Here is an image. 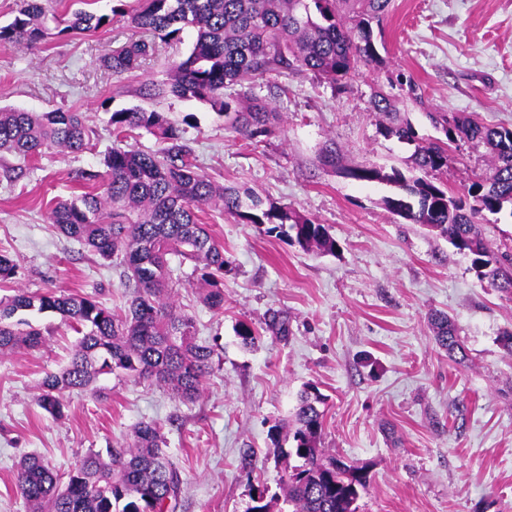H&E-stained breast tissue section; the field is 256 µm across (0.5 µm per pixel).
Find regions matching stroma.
Segmentation results:
<instances>
[{
  "instance_id": "1",
  "label": "stroma",
  "mask_w": 512,
  "mask_h": 512,
  "mask_svg": "<svg viewBox=\"0 0 512 512\" xmlns=\"http://www.w3.org/2000/svg\"><path fill=\"white\" fill-rule=\"evenodd\" d=\"M132 34L121 20L33 47L0 45V107L80 112L91 130L79 154L0 158V250L20 267L0 297L16 287H58L124 306L121 268L62 236L49 213L86 191L84 174L103 172L114 142L110 115L125 108L165 113L214 181L325 224L337 248L306 251L209 212L229 260L223 310L205 307L188 286L191 265L176 271L177 303L193 317L198 341L216 347L206 393L194 403L104 375L66 394L63 416L51 417L36 403L39 386L67 363L77 334L59 318H41L53 333L46 347L0 355V512H28L16 487L22 457L39 455L63 476L89 450L129 442L145 421L161 426L179 466L174 512H248L252 487L279 489L286 463L272 453L270 429L291 422L307 385L326 398L322 448L369 471L358 512H512V356L499 343L512 329V297L481 282L470 257L447 240L387 212L391 185L338 172L358 164L409 171L413 146L379 134L370 110L373 94L400 72L424 90V106L397 104L422 144L439 136L432 112L512 127V0H392L382 34L387 67L362 70L339 91L308 74L286 78L282 97L260 89L280 122L256 149L225 130L210 105L165 92L192 30L159 44L134 73L118 78L105 69L102 58ZM328 144L332 167L320 158ZM489 167L486 150L466 142L439 179L459 192ZM436 311L456 324L464 361L435 343ZM275 313L287 321V336L264 332L244 347L238 326L262 329Z\"/></svg>"
}]
</instances>
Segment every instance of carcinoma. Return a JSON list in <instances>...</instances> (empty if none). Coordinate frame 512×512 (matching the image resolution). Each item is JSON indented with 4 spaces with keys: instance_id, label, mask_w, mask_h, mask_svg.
I'll return each mask as SVG.
<instances>
[{
    "instance_id": "cac0c4a2",
    "label": "carcinoma",
    "mask_w": 512,
    "mask_h": 512,
    "mask_svg": "<svg viewBox=\"0 0 512 512\" xmlns=\"http://www.w3.org/2000/svg\"><path fill=\"white\" fill-rule=\"evenodd\" d=\"M71 0L63 9L52 0H19L13 19L0 24V44L33 46L70 32H96L110 23L106 15L81 8ZM391 0H135L131 9H112L130 26L152 36L130 38L102 59L114 76L138 70L152 56L156 41L178 42L187 28L195 40L186 59L175 63L165 82L179 98L209 104L224 126L258 147L276 131L277 113L255 89L269 83L276 95L288 86L270 79L311 73L331 87L355 77L361 68L381 70L374 28L381 27ZM399 91H379L371 111L386 118L378 131L387 138L415 146L416 175L398 168L384 174L357 165L342 174L357 181L385 180L396 192L383 201L385 209L412 224L437 232L458 251L471 256L477 277L512 295V253L500 251L482 236L486 214L512 207V128L485 124L471 117L430 112L443 134L422 145L413 125L399 117L395 102L403 98L424 105L415 80L398 73L389 82ZM116 144L104 156L105 171L90 174L94 190L57 202L49 220L63 236L83 243L105 261L123 267L126 302L117 313L96 295L48 289H19L0 298V354L39 349L51 332L26 318L57 315L78 334L70 361L45 374L37 403L52 416L66 407L64 395L82 390L104 374L135 376L166 388L185 403L204 391L215 354L213 346L196 339L194 319L172 301L176 280L169 257L192 265L191 286L199 288L204 305L224 309V271L229 266L224 246L209 233L201 213L220 208L265 232L305 250L334 252L336 241L326 225L286 205L265 203L234 186L215 183L194 162L193 150L162 112L129 108L110 116ZM153 135L160 149L142 152L127 144L135 131ZM90 135L78 112L55 109L27 112L0 108V157L24 161L49 150L78 153ZM459 141L484 146L488 172L462 194L437 182L448 167L449 151ZM19 276V265L0 252V283ZM434 339L453 356L462 350L454 322L446 314L431 318ZM324 397L314 386L299 395L287 434L270 430L273 454L299 464L286 468L281 492L253 490L249 512H357L359 490L366 488L365 467L324 456ZM292 440L284 448L281 436ZM161 427L142 422L127 445L89 452L62 479L43 461L24 457L17 484L31 512H169L177 501L182 478L167 455Z\"/></svg>"
}]
</instances>
